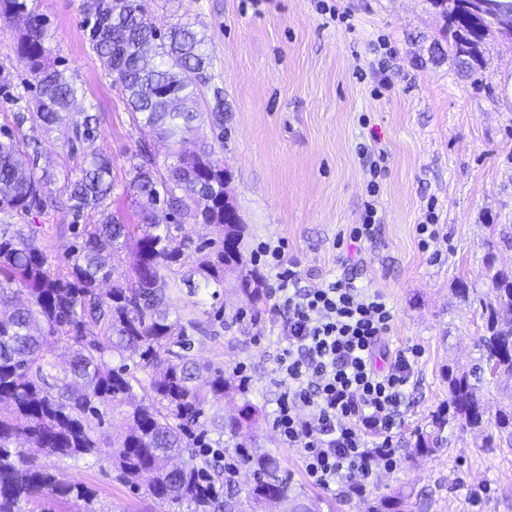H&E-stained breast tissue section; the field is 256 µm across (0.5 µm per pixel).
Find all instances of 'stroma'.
<instances>
[{
  "label": "stroma",
  "instance_id": "1",
  "mask_svg": "<svg viewBox=\"0 0 512 512\" xmlns=\"http://www.w3.org/2000/svg\"><path fill=\"white\" fill-rule=\"evenodd\" d=\"M84 2L33 6L50 21L52 62L76 77L79 106L98 113L96 146L121 181L140 132L89 48ZM144 8L157 27L188 20L208 37L212 80L199 104L224 99L217 156L232 174L227 194L248 226L246 248L285 241L307 282L335 281L347 273L336 242L374 200L380 233L350 273L393 306V345L421 351L400 463L379 470L372 493L344 497L311 484L299 449L284 447L271 425L280 326L269 313L195 336L196 360L229 374L246 365L266 412L253 430L258 452L279 457L319 512H367L375 497L402 490L427 491L428 512H512V447L485 452L480 434L448 426L441 450L420 455L414 437L448 400L447 369L481 363L479 302L492 295L486 260L512 267V40L488 38L484 69L467 77L433 53L442 21L430 0H144ZM71 123L22 128L27 139L50 143L48 162L60 174H78L82 164ZM371 156L382 168L376 177ZM430 214L439 234L424 248L416 227ZM35 221L39 245L64 257L74 238L63 204L53 201ZM462 283L465 298L456 292ZM44 464L60 481L91 488L98 512H164L117 480L107 457Z\"/></svg>",
  "mask_w": 512,
  "mask_h": 512
}]
</instances>
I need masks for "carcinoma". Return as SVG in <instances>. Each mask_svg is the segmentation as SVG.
Wrapping results in <instances>:
<instances>
[{
	"label": "carcinoma",
	"instance_id": "carcinoma-1",
	"mask_svg": "<svg viewBox=\"0 0 512 512\" xmlns=\"http://www.w3.org/2000/svg\"><path fill=\"white\" fill-rule=\"evenodd\" d=\"M443 19L448 54L470 76L483 68L487 38L499 33V18L474 0H431ZM141 0H88L84 8L89 45L126 100L145 136L171 142L173 161L160 171L144 144L129 157L123 184L112 179L111 160L95 148L98 116L74 113L71 146L83 150L81 175L56 174L38 165L48 152L22 135L31 121L49 131L71 109L80 88L50 61L46 20L31 0H0V18H24L17 55L28 79L23 90L0 78V96L24 103L12 120L0 125V512H33L44 496L83 502L77 512H97L95 496L80 484L61 483L31 457L27 442L46 449L44 456L77 461L100 455L95 429L100 407L120 408L124 428L113 445L112 468L125 482L144 488L167 512H261L288 503L292 512H313L297 492L280 461L250 451L246 432L264 416L251 398V385L220 367L205 366L188 355L191 337L216 335L225 321H203L195 308L224 292L226 279L261 314L264 276L246 257L247 226L224 222V162L215 157L224 144V98L214 92L209 112L197 111L200 88L211 79L206 35L189 23L163 31L145 24ZM208 124L212 137L200 134ZM32 154L23 165L20 154ZM67 197L69 212L92 223L70 229L80 243L57 263L38 244L40 227L14 228V220L43 213L55 190ZM139 207V223L126 224L108 200L114 191ZM219 227L223 236L191 234ZM130 251L123 271L115 253ZM199 254L194 270L175 278L185 256ZM486 277L493 297L481 302L483 332L479 347L485 367L479 371L448 368V404L433 416L483 431L489 408L479 382L481 372L512 377V268L490 262ZM111 284L104 290L102 285ZM25 304L15 303L20 293ZM185 293L192 309L169 320L168 303ZM71 351L68 367L56 371L53 348ZM122 361L110 367L108 354ZM138 357L144 377L125 361ZM233 403L224 413L221 401ZM499 437L512 441V404L495 410ZM200 430L193 436L192 428ZM231 445L237 457L224 471L199 464L174 469L171 462L190 448ZM252 468V481L238 485V463ZM224 481V499L201 493L206 482ZM369 512H407L406 497L387 495Z\"/></svg>",
	"mask_w": 512,
	"mask_h": 512
}]
</instances>
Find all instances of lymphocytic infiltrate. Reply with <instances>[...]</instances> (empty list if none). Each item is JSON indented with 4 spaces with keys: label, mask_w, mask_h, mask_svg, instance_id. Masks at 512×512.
Segmentation results:
<instances>
[{
    "label": "lymphocytic infiltrate",
    "mask_w": 512,
    "mask_h": 512,
    "mask_svg": "<svg viewBox=\"0 0 512 512\" xmlns=\"http://www.w3.org/2000/svg\"><path fill=\"white\" fill-rule=\"evenodd\" d=\"M256 263L271 274V310L283 343L272 369L279 394L272 412L280 441L300 451L317 487L361 497L375 468L395 469L420 352L391 344L394 310L378 291L353 280L303 284L283 242L263 241Z\"/></svg>",
    "instance_id": "f902f5d3"
}]
</instances>
